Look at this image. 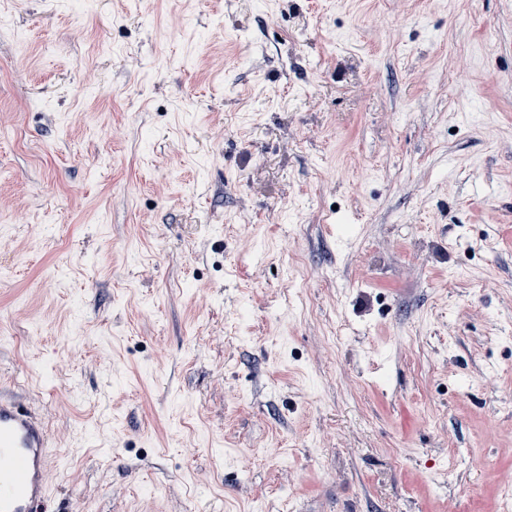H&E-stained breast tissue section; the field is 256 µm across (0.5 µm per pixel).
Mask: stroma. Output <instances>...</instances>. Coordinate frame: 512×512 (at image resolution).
Here are the masks:
<instances>
[{
    "mask_svg": "<svg viewBox=\"0 0 512 512\" xmlns=\"http://www.w3.org/2000/svg\"><path fill=\"white\" fill-rule=\"evenodd\" d=\"M58 512H501L512 0H0V395Z\"/></svg>",
    "mask_w": 512,
    "mask_h": 512,
    "instance_id": "35a3bbf8",
    "label": "stroma"
}]
</instances>
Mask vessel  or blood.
<instances>
[{
	"label": "vessel or blood",
	"mask_w": 512,
	"mask_h": 512,
	"mask_svg": "<svg viewBox=\"0 0 512 512\" xmlns=\"http://www.w3.org/2000/svg\"><path fill=\"white\" fill-rule=\"evenodd\" d=\"M49 442L42 417L0 397V512H48Z\"/></svg>",
	"instance_id": "vessel-or-blood-1"
}]
</instances>
